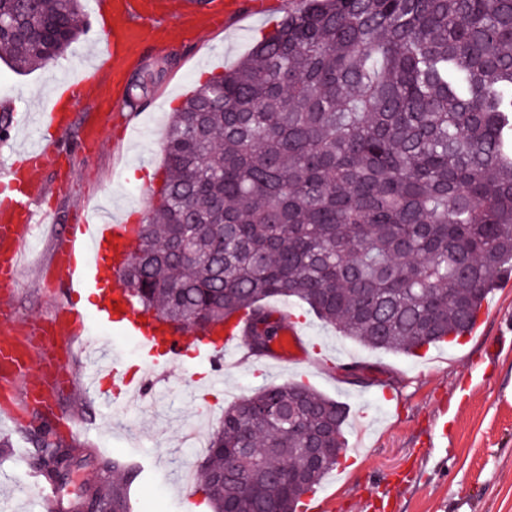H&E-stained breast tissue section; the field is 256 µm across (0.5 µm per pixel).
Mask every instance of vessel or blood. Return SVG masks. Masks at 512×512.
<instances>
[{
  "instance_id": "vessel-or-blood-1",
  "label": "vessel or blood",
  "mask_w": 512,
  "mask_h": 512,
  "mask_svg": "<svg viewBox=\"0 0 512 512\" xmlns=\"http://www.w3.org/2000/svg\"><path fill=\"white\" fill-rule=\"evenodd\" d=\"M90 16L91 31L103 36L105 45L82 80L64 81L57 86L59 99L71 105L85 98L103 100L109 89L120 91L130 62L140 55L145 44L172 38L175 31L190 29L203 19L190 0H182L178 5L173 0H93ZM36 137L37 145L26 150L21 161L12 162L0 172V289L5 291L17 287L22 254L32 228L45 216V191L38 175L48 157L66 153L65 113H45ZM64 236L56 267L60 317L27 325L30 335L46 337V354L39 360L25 361L0 348V413L15 421L33 409L49 407L53 380L61 378L72 383V373L66 364L58 362L56 354L72 353L86 318L73 309L70 298L79 291L97 289L104 268H120L132 241L129 225L114 216L68 226ZM271 313L279 325V335L261 354V361L268 367L280 368L310 359L311 350L295 314L278 307L272 308ZM95 318L135 340L140 348L145 368L143 376L137 378L125 372L120 355L111 347L99 345L93 351L94 363L111 386L134 398L146 389L148 377L160 358L177 359L185 347H193L196 354L217 363L229 355L245 357L252 353L247 340V319L184 340L178 338L173 327L139 313L124 288L118 285L113 286Z\"/></svg>"
}]
</instances>
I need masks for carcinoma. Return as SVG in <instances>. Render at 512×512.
<instances>
[{
    "mask_svg": "<svg viewBox=\"0 0 512 512\" xmlns=\"http://www.w3.org/2000/svg\"><path fill=\"white\" fill-rule=\"evenodd\" d=\"M83 0H0V58L46 66L83 33ZM170 60L130 80L147 95ZM157 202L122 266L142 312L205 330L276 328L295 297L341 336L414 356L460 337L512 266V0H309L169 119ZM348 408L299 382L224 409L198 478L212 512H298L338 463ZM327 449L287 487L299 440ZM38 468L60 484L78 448L46 429ZM236 448L249 449L255 465ZM79 503L128 512L134 475Z\"/></svg>",
    "mask_w": 512,
    "mask_h": 512,
    "instance_id": "1",
    "label": "carcinoma"
}]
</instances>
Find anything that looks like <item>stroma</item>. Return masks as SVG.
<instances>
[{"mask_svg": "<svg viewBox=\"0 0 512 512\" xmlns=\"http://www.w3.org/2000/svg\"><path fill=\"white\" fill-rule=\"evenodd\" d=\"M305 4L277 0L266 14L246 8L234 18L220 16L138 58L142 66L172 53L176 62L137 105L113 103L100 144L49 163L40 176L48 220L36 226L35 242L23 253L13 297L17 321L55 318L51 266L65 226L82 223L104 200L113 210L146 218L155 204L170 113ZM98 50L95 35L87 32L43 68L18 73L0 60V101L23 99L29 112H47L59 78L80 79L83 56ZM286 304L302 317L311 345L321 348L330 369L286 366L271 372L231 359L217 371L188 349L179 363L163 366L152 396L126 405L104 401L87 388L90 367L75 356L74 384L56 395L52 409L31 413L26 426L0 421V437L12 442L0 447V512H45L27 478L36 464L31 432L84 417L93 428L72 440L85 460L71 475L65 497H81L97 479L99 461L131 460L145 465L129 488L133 505L184 512V491L171 478L199 469L204 455L182 442L183 432L196 426L210 435L225 406L284 381L303 382L350 408L340 473L335 483L304 495L307 512H512V287L495 286L482 306L480 327L423 364L340 337L297 299ZM348 365L359 366L364 383L340 374ZM199 378L215 382L209 401L187 396L188 384Z\"/></svg>", "mask_w": 512, "mask_h": 512, "instance_id": "1", "label": "stroma"}]
</instances>
